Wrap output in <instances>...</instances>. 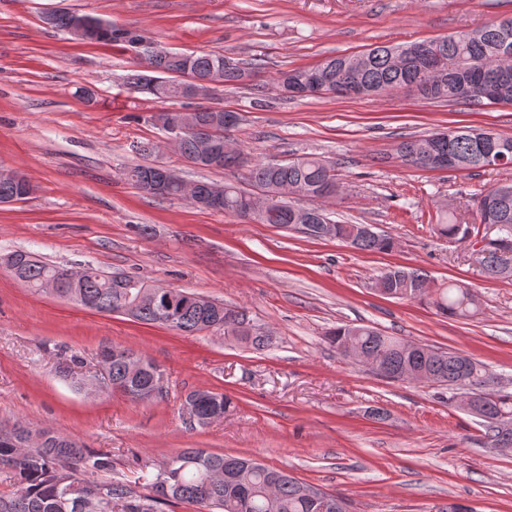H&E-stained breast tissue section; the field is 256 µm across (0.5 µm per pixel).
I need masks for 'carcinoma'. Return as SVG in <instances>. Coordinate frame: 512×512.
Instances as JSON below:
<instances>
[{
	"mask_svg": "<svg viewBox=\"0 0 512 512\" xmlns=\"http://www.w3.org/2000/svg\"><path fill=\"white\" fill-rule=\"evenodd\" d=\"M80 18L99 31L101 43H124L141 61L144 72L129 77L131 88L141 94L165 101L185 97L187 74L205 82L219 71L224 88H237L255 74L252 64L225 54H185L172 51L147 40L136 31L119 28L97 16L71 11L54 13L53 27L68 30L74 18ZM428 55L415 52L416 42L397 45H377L357 54L326 58L314 66L280 72V88L292 83L313 81L336 86L355 81L363 95H380L394 88L417 82L420 97L433 102L477 103L476 96L465 97L462 88H476L491 83L499 94L512 101V18L482 27L456 31L427 42ZM186 118L197 128L185 134L178 149L185 161L200 169H212L199 157L197 141L205 136L219 142L230 139L231 128L224 126V111L217 107H199ZM501 143L503 161H489L483 156L477 135L466 128L450 130V141L435 143L431 136L409 137L398 144L397 157L411 167L435 169L432 156L451 149L458 169L512 166V138L494 134ZM245 169L244 180L252 190L226 182L216 204L205 209L233 214L258 224H272L294 229L307 226L303 233L315 239L325 238L324 230L333 231L332 238L358 251L384 252L393 248L392 238L365 231L364 224H338L331 221L314 201L323 199L338 187L336 168L330 161L317 156H298L283 160H255L240 148L222 153L220 170ZM125 177L143 193L156 179L152 168L136 164ZM285 187H291L312 201L301 206L292 200H279V206L262 217L254 214L253 197L264 194L274 197ZM34 185L27 177L19 180L0 179V203L15 195L29 194ZM481 224L498 225L497 239L512 248V183L498 185L474 201ZM476 225L448 219V211L437 210L435 234L450 241H465L475 232ZM15 265L20 267L28 288L41 291L44 281L53 279L62 285V292L71 291L90 309L103 314H115L120 302L136 304L132 317L148 323L161 324L185 334L205 330V324L224 331L227 336L261 347L266 337L254 332L246 314L211 300L183 292L166 312V293L145 282L126 275L121 280L97 267L79 271L47 263L27 251H14ZM378 291L392 298L424 302L441 314L469 318L479 311L478 295L455 283L434 289L430 295L423 284L428 275L414 268L391 267L377 275ZM330 345L344 359L357 354L377 359L385 366L390 379L409 371L425 373L428 378H412L416 383L428 381L448 387V400L455 396V384L462 380L469 389L486 394L494 382L487 367L480 361L453 350H442L418 344L412 352L407 341L390 336L375 326L343 324L328 333ZM107 379L123 392L133 395L151 387L156 395L163 394L164 372L153 361L148 369L135 378H128L124 362L112 357V348L99 353ZM197 397L194 410L187 411L189 423L204 426L211 418H221L233 408L231 398L209 390L191 392ZM483 443L487 448H512V433L504 437L490 428V419L507 414L512 417V392L500 391L489 395L481 405ZM172 469L174 480L168 485L159 481L162 472ZM7 470L13 480V490L0 493V512H74L72 505L86 494L100 493L97 512H158V505L180 503L208 512H320L316 504L302 494L304 484L283 470L274 469L256 460L233 455L211 454L199 448H185L160 465L154 472H145L141 479L151 489L149 495H138L123 481L112 480L105 474L112 471V460L98 455L64 434L43 428L36 432L22 424L6 429L0 426V470ZM171 487L165 491V487Z\"/></svg>",
	"mask_w": 512,
	"mask_h": 512,
	"instance_id": "cac0c4a2",
	"label": "carcinoma"
}]
</instances>
